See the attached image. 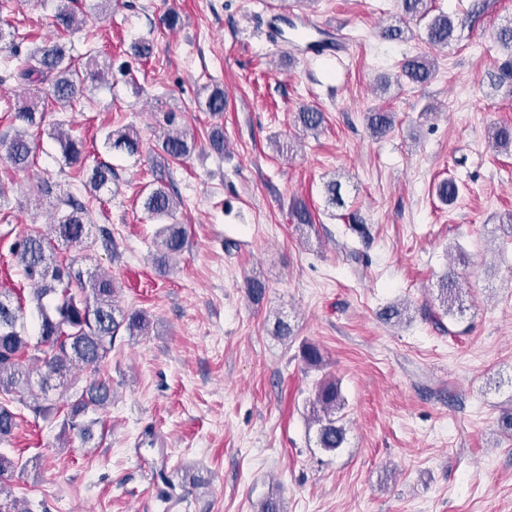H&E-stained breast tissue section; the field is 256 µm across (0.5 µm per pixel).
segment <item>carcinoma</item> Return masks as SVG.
<instances>
[{
	"label": "carcinoma",
	"mask_w": 512,
	"mask_h": 512,
	"mask_svg": "<svg viewBox=\"0 0 512 512\" xmlns=\"http://www.w3.org/2000/svg\"><path fill=\"white\" fill-rule=\"evenodd\" d=\"M431 0H400L404 15L425 24V39L431 46H446L454 37L455 25L448 14L441 12L430 16ZM85 23L69 2L60 5L55 15L57 29L71 31ZM499 44L511 56L505 61L495 80L512 83V26H504L497 33ZM86 62L80 72L72 65L65 44L48 39L34 47L27 56L25 66L11 71L8 77L22 82H47L50 95L64 107L72 104L88 79L102 81L105 68L99 64L93 50L84 53ZM434 71V65L423 55L413 56L403 62L402 74L409 82L423 84ZM205 110L213 116L224 112V91L218 87L205 88ZM15 119L27 127H40L43 113L33 105L21 104ZM368 126L373 134L383 135L394 126L390 112L368 113ZM167 133L161 143L163 152L173 159L189 155L196 148L193 131L179 123L176 112L164 113ZM299 122L310 132L322 125V113L305 108L299 112ZM58 143L64 158L72 164L80 161L78 142L57 125L51 133ZM494 145L502 150L512 148V128L498 126L491 134ZM107 146L115 152L134 155L140 151V138L133 128L125 127L110 132ZM32 146L28 134L17 130L0 139V160L4 159L17 169H26L31 164ZM114 173L112 166L99 162L89 179L90 191L109 189ZM459 194L457 182L450 178L437 185L441 201H454ZM180 201L170 189L160 183L151 188L143 199V209L153 219L161 222L156 233L153 263L156 271L165 275L173 262L184 252L187 245L185 225L175 222V213ZM56 223L51 232L33 231L17 240L11 247L17 266L24 278L32 285L31 304L40 319V339L31 345L20 323L25 309L24 299L12 298L9 291H0V443L9 440L24 412L35 417H61V427L76 429L89 442L94 439L93 427L97 424L94 414L112 404V382L97 377L82 390L75 392L62 410L50 399V392L68 391L72 386L74 371L86 368L98 371L100 365L112 352L117 338L143 336L149 333L152 319L140 310H128L117 299L118 288L114 279L105 274H94L84 278L78 267V258L67 264H59L52 255L59 247L68 250L90 247V212L74 194L66 193L57 198ZM439 301L445 308L453 305L460 288L458 274L448 271L439 280ZM343 400L336 382L322 380L315 386L308 402L307 422L316 428L317 445L333 452L342 447L346 431L338 413ZM22 468L15 458L0 454V512H29L20 500L12 496L10 482L15 472Z\"/></svg>",
	"instance_id": "obj_1"
}]
</instances>
